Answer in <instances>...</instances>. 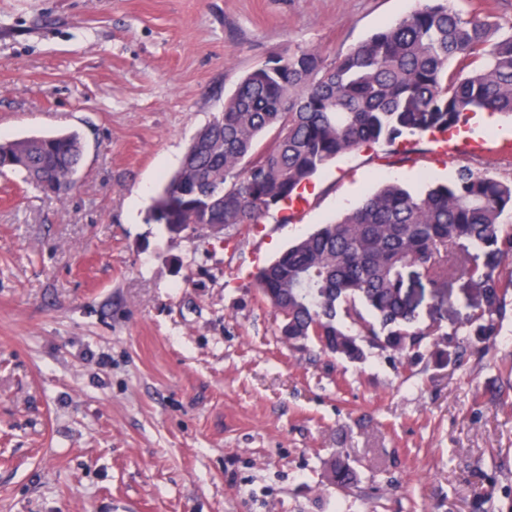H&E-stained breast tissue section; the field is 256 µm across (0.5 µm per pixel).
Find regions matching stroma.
I'll use <instances>...</instances> for the list:
<instances>
[{
	"instance_id": "obj_1",
	"label": "stroma",
	"mask_w": 512,
	"mask_h": 512,
	"mask_svg": "<svg viewBox=\"0 0 512 512\" xmlns=\"http://www.w3.org/2000/svg\"><path fill=\"white\" fill-rule=\"evenodd\" d=\"M414 0H0V140L79 132L66 197L0 174V512H512V296L493 350L405 369L295 349L249 274L385 180L512 182V118L458 153L332 161L229 239L149 219L194 134L275 54L325 62ZM447 333L467 278L416 286ZM342 452L358 482L327 484Z\"/></svg>"
}]
</instances>
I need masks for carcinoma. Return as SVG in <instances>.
Masks as SVG:
<instances>
[{
    "label": "carcinoma",
    "instance_id": "carcinoma-1",
    "mask_svg": "<svg viewBox=\"0 0 512 512\" xmlns=\"http://www.w3.org/2000/svg\"><path fill=\"white\" fill-rule=\"evenodd\" d=\"M481 111L512 117V30L488 13L421 0L333 63L299 49L252 70L192 139L149 220L174 234L203 236L206 224L240 230L301 199L318 170L341 155L445 136ZM83 155L77 132L0 142V157L12 159L0 172H18L42 190L55 182L64 196ZM506 211L512 183L465 166L421 191L386 182L252 279L280 315L288 344L317 336L323 352L351 363L377 348L412 365L437 329L422 322L410 281L442 286L466 276L482 299L448 332L455 352L440 354L459 357L462 341L488 352L512 293ZM471 246L484 251L483 264L472 262ZM328 480L346 490L357 471L338 453Z\"/></svg>",
    "mask_w": 512,
    "mask_h": 512
}]
</instances>
